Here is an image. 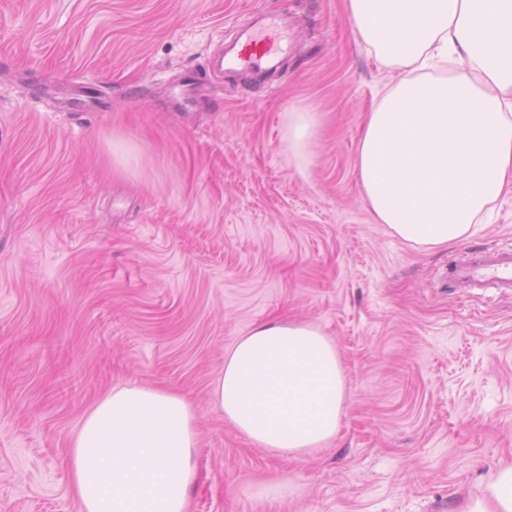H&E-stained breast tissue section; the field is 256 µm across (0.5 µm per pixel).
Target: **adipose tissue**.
<instances>
[{"label": "adipose tissue", "instance_id": "1", "mask_svg": "<svg viewBox=\"0 0 512 512\" xmlns=\"http://www.w3.org/2000/svg\"><path fill=\"white\" fill-rule=\"evenodd\" d=\"M357 40L399 73L365 120L357 170L378 223L447 247L477 233L512 190V0H345ZM288 150L308 167L318 114L288 113ZM345 377L307 322L254 325L224 356L216 410L253 444L301 455L336 435ZM196 417L181 394L129 386L84 415L67 466L80 512H187Z\"/></svg>", "mask_w": 512, "mask_h": 512}]
</instances>
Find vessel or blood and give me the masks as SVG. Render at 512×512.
<instances>
[{
    "label": "vessel or blood",
    "mask_w": 512,
    "mask_h": 512,
    "mask_svg": "<svg viewBox=\"0 0 512 512\" xmlns=\"http://www.w3.org/2000/svg\"><path fill=\"white\" fill-rule=\"evenodd\" d=\"M289 45L286 25L265 16H257L255 23L223 53L212 59L218 70L249 72L262 80L274 70ZM450 277L462 288L482 290L492 288L503 295L512 294V252H472L455 265Z\"/></svg>",
    "instance_id": "obj_1"
}]
</instances>
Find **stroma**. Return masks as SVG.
I'll return each mask as SVG.
<instances>
[{"instance_id":"obj_1","label":"stroma","mask_w":512,"mask_h":512,"mask_svg":"<svg viewBox=\"0 0 512 512\" xmlns=\"http://www.w3.org/2000/svg\"><path fill=\"white\" fill-rule=\"evenodd\" d=\"M292 44L171 93L257 15ZM345 0H0V512H79L65 452L112 389L194 406L189 512H463L512 465V294L462 293L468 250L512 248V193L426 250L361 200L366 115L394 80ZM319 116L314 160L288 111ZM320 327L346 377L336 437L253 445L212 404L252 326ZM288 112V151L300 168H307L313 157L311 145L317 133L318 114L307 107Z\"/></svg>"}]
</instances>
